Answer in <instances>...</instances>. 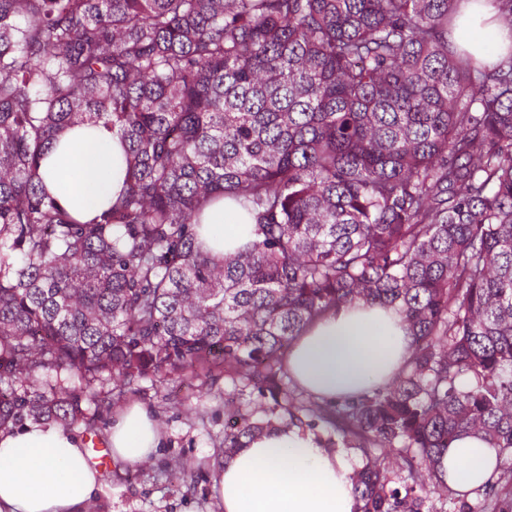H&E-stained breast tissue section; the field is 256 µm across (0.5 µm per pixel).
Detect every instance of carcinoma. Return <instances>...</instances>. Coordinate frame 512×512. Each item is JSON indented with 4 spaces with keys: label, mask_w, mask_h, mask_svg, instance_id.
Listing matches in <instances>:
<instances>
[{
    "label": "carcinoma",
    "mask_w": 512,
    "mask_h": 512,
    "mask_svg": "<svg viewBox=\"0 0 512 512\" xmlns=\"http://www.w3.org/2000/svg\"><path fill=\"white\" fill-rule=\"evenodd\" d=\"M460 2L0 0V431L222 365L228 456L271 427L256 398L288 422L300 333L364 300L412 345L386 389L318 406L365 456L357 512L447 506L464 434L511 479L512 52L453 47ZM99 123L125 180L82 221L41 163ZM222 196L257 238L216 258L195 226Z\"/></svg>",
    "instance_id": "carcinoma-1"
}]
</instances>
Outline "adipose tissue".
<instances>
[{
	"label": "adipose tissue",
	"mask_w": 512,
	"mask_h": 512,
	"mask_svg": "<svg viewBox=\"0 0 512 512\" xmlns=\"http://www.w3.org/2000/svg\"><path fill=\"white\" fill-rule=\"evenodd\" d=\"M124 149L103 126H82L57 142L42 166L49 192L68 211L89 219L120 193ZM203 250L233 255L252 242L255 226L234 203L206 209L196 228ZM411 336L391 307L357 302L329 313L294 341L286 368L318 401L350 399L384 388L410 352ZM164 437L141 403L121 409L105 444L117 466L149 460ZM498 451L478 437L452 441L438 475L467 496L483 493L498 474ZM354 467L313 433L278 425L221 462L214 491L224 512H356ZM102 475L82 438L57 424L27 423L0 431V512H90Z\"/></svg>",
	"instance_id": "adipose-tissue-1"
}]
</instances>
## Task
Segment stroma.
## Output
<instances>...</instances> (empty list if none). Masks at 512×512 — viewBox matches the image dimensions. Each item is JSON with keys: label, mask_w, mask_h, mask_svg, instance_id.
<instances>
[{"label": "stroma", "mask_w": 512, "mask_h": 512, "mask_svg": "<svg viewBox=\"0 0 512 512\" xmlns=\"http://www.w3.org/2000/svg\"><path fill=\"white\" fill-rule=\"evenodd\" d=\"M291 395L300 408L303 428L326 447L362 463L361 450L313 413L308 396L296 389ZM131 401L153 412L165 442L151 461L106 470L95 512H222L212 487L216 462L224 455L223 369L199 367L163 383L147 379L88 406L86 414L96 435H103L116 411Z\"/></svg>", "instance_id": "obj_1"}]
</instances>
